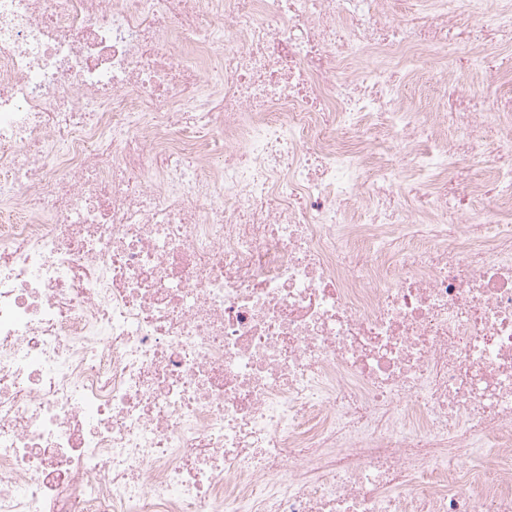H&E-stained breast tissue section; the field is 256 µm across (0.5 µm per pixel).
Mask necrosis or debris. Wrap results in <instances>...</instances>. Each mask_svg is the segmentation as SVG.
<instances>
[{"instance_id":"necrosis-or-debris-1","label":"necrosis or debris","mask_w":512,"mask_h":512,"mask_svg":"<svg viewBox=\"0 0 512 512\" xmlns=\"http://www.w3.org/2000/svg\"><path fill=\"white\" fill-rule=\"evenodd\" d=\"M492 45L512 0H0V512H512Z\"/></svg>"}]
</instances>
